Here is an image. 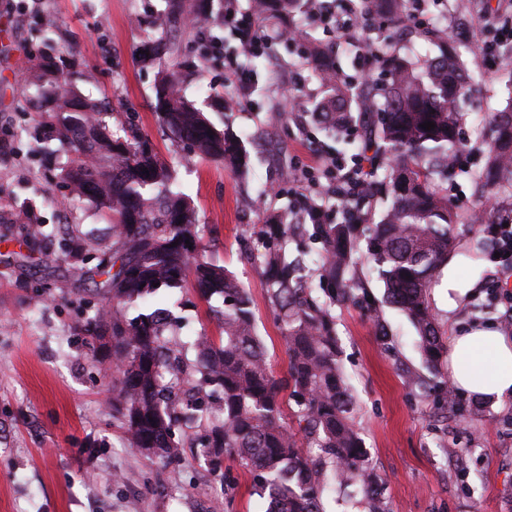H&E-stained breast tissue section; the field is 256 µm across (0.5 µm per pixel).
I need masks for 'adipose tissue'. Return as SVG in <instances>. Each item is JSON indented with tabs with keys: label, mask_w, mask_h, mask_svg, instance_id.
<instances>
[{
	"label": "adipose tissue",
	"mask_w": 512,
	"mask_h": 512,
	"mask_svg": "<svg viewBox=\"0 0 512 512\" xmlns=\"http://www.w3.org/2000/svg\"><path fill=\"white\" fill-rule=\"evenodd\" d=\"M448 374L461 393L512 400V338L489 325L454 333L448 341Z\"/></svg>",
	"instance_id": "adipose-tissue-1"
}]
</instances>
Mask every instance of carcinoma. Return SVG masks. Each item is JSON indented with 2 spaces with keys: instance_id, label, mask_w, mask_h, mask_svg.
Segmentation results:
<instances>
[{
  "instance_id": "obj_1",
  "label": "carcinoma",
  "mask_w": 512,
  "mask_h": 512,
  "mask_svg": "<svg viewBox=\"0 0 512 512\" xmlns=\"http://www.w3.org/2000/svg\"><path fill=\"white\" fill-rule=\"evenodd\" d=\"M169 0L162 16L134 23L160 32L138 54L143 64L166 56L154 87L155 112L171 135L200 158L243 176L249 152L229 127L219 128L182 94L188 61L180 59L179 34L189 29L201 56L209 32L237 14L239 0ZM364 8L404 26L416 0H361ZM301 0H247L242 21H272L280 35L304 45L303 60L319 83L314 119L334 136L357 134L348 178L362 183L340 198L343 219L332 223L325 201L300 197L278 211L262 210L253 263L263 271L265 290L288 358L286 376L276 377L256 330L253 299L224 266L198 255L196 217L184 196L173 190L174 167L148 145V138L107 128L103 116L112 103L81 95L72 80L76 60L57 54L53 37L41 35L33 56L26 97L28 110L69 158L54 179L82 199L111 213L115 237L124 251L99 258L96 272L108 275L104 294L112 312L86 319L85 334L101 361H112V409L132 448L155 457L159 478L176 473L185 444L180 428L201 431L200 455L213 473L224 475L233 458L249 474L253 490L268 496V512H324L334 492L368 512H385L383 481L371 466L344 381L333 308L369 297L361 267L376 272L384 303L413 324L426 367L438 377L448 354L432 314L435 287L455 251L461 216L448 199V185L461 175L468 152L460 136V104L477 74L469 69L466 47L439 27L416 30L438 54L415 61L397 49L394 34L378 46L362 29L352 32L367 66L379 79L341 75L336 51L301 29ZM432 122L435 128L421 127ZM491 139L482 164L470 172L479 209L472 224L488 223L493 203L512 197V98L487 115ZM383 204L380 219L376 205ZM322 244L315 272L288 259L297 232ZM177 246H172V243ZM192 278L199 294L224 300V335L196 340V359L185 362L176 347L164 309L129 318L124 310L161 291L172 292ZM218 394L221 418L208 416ZM293 402L295 423L285 421L284 400Z\"/></svg>"
}]
</instances>
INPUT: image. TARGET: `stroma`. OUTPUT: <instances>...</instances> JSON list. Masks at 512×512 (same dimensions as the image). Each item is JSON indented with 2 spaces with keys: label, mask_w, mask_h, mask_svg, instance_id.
<instances>
[{
  "label": "stroma",
  "mask_w": 512,
  "mask_h": 512,
  "mask_svg": "<svg viewBox=\"0 0 512 512\" xmlns=\"http://www.w3.org/2000/svg\"><path fill=\"white\" fill-rule=\"evenodd\" d=\"M165 7V0H0V512L265 509L237 461L225 460L223 466L235 482L228 499L195 449H185L175 479L160 487L154 459L126 444L112 410L111 380L82 331L103 297L87 271L101 252L112 251V225L105 211L69 201L31 150L43 130L37 115L23 108L28 71L39 30L53 29L61 35L60 51L95 73L93 81L81 83L82 93L123 100L156 151L173 163L196 211L198 244L251 293L267 360L274 375L285 376V345L260 271L247 258L259 229V209H277L294 194L307 193V186L284 181L285 163L311 168L316 157L347 159L354 148L327 138L310 122L307 100L298 110L269 108L267 98L279 93L280 83L306 96L316 89L298 45L283 40L279 52L287 76L267 58L255 59L250 69L257 91L251 103L228 115L249 151V177L239 179L231 169L188 154L157 121L158 68L139 63L137 49L147 34L131 23L134 15H154ZM470 32L468 66L484 78L462 108L461 134L470 147L461 159L466 166L476 162L491 136L487 113L504 108L512 94V72L483 52L484 28L474 25ZM234 90L223 67L211 61L182 87L200 104L211 92ZM23 207L35 223L84 238L83 266L58 259L55 245L31 246L25 225L14 221ZM456 269L475 289L453 321L446 289H432L443 336H451L457 323H473V309L485 306L484 323L511 337L512 287H496L501 271L491 254L460 256ZM147 306L168 309L178 318L184 340L221 332V299L203 301L192 284ZM334 314L356 423L384 481L389 512H512V401L496 404L460 395L459 413L441 414L438 393L419 392L408 381V373L423 375L427 369L404 315L384 309L378 324L361 305L342 306ZM381 324L389 336L385 344L377 335Z\"/></svg>",
  "instance_id": "1"
}]
</instances>
